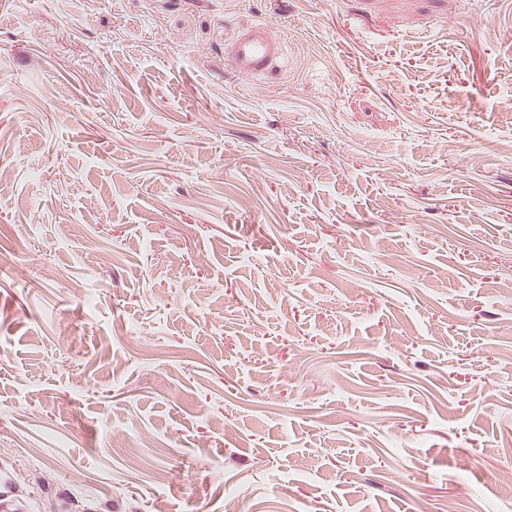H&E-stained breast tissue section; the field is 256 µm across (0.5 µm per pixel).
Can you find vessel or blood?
<instances>
[{
	"instance_id": "vessel-or-blood-1",
	"label": "vessel or blood",
	"mask_w": 512,
	"mask_h": 512,
	"mask_svg": "<svg viewBox=\"0 0 512 512\" xmlns=\"http://www.w3.org/2000/svg\"><path fill=\"white\" fill-rule=\"evenodd\" d=\"M224 53L235 73L257 79L279 70L285 47L272 23L259 20L225 31Z\"/></svg>"
}]
</instances>
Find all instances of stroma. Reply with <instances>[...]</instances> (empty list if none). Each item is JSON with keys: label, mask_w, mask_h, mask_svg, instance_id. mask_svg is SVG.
Here are the masks:
<instances>
[{"label": "stroma", "mask_w": 512, "mask_h": 512, "mask_svg": "<svg viewBox=\"0 0 512 512\" xmlns=\"http://www.w3.org/2000/svg\"><path fill=\"white\" fill-rule=\"evenodd\" d=\"M1 497L512 512V0H0ZM224 55L231 59L235 73L257 79L279 70L285 47L272 23L259 20L224 29Z\"/></svg>", "instance_id": "stroma-1"}]
</instances>
